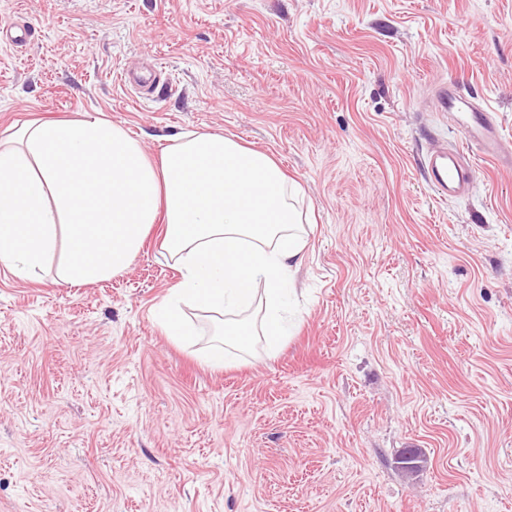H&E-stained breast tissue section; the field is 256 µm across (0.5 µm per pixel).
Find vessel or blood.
<instances>
[{
  "mask_svg": "<svg viewBox=\"0 0 512 512\" xmlns=\"http://www.w3.org/2000/svg\"><path fill=\"white\" fill-rule=\"evenodd\" d=\"M35 29L27 22L12 21L0 25V43L23 46L32 41ZM439 111L450 113L461 141L458 148L431 150L424 166L431 184L451 197L470 192L477 182L476 158H484L499 170L512 171V152L501 144L495 113L486 110L480 100L454 85L440 86L436 94Z\"/></svg>",
  "mask_w": 512,
  "mask_h": 512,
  "instance_id": "obj_1",
  "label": "vessel or blood"
}]
</instances>
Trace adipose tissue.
<instances>
[{
    "mask_svg": "<svg viewBox=\"0 0 512 512\" xmlns=\"http://www.w3.org/2000/svg\"><path fill=\"white\" fill-rule=\"evenodd\" d=\"M295 188L274 158L212 132L172 137L158 159L100 113L31 121L0 140V264L24 280L55 267L59 283L126 270L152 227L180 277L154 309L171 340L191 336L183 309L222 322L207 362L228 348L292 334L290 286L307 235Z\"/></svg>",
    "mask_w": 512,
    "mask_h": 512,
    "instance_id": "adipose-tissue-1",
    "label": "adipose tissue"
}]
</instances>
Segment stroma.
<instances>
[{"label": "stroma", "mask_w": 512, "mask_h": 512, "mask_svg": "<svg viewBox=\"0 0 512 512\" xmlns=\"http://www.w3.org/2000/svg\"><path fill=\"white\" fill-rule=\"evenodd\" d=\"M0 138L100 112L268 152L312 211L294 335L205 363L152 231L93 285L0 265V512H512V172L462 197L421 164L458 138L439 84L512 147V0H0ZM159 62L140 97L122 69ZM421 449L406 478L396 459ZM35 29L28 23L18 20L0 25V43L9 46H23L32 41Z\"/></svg>", "instance_id": "1"}]
</instances>
